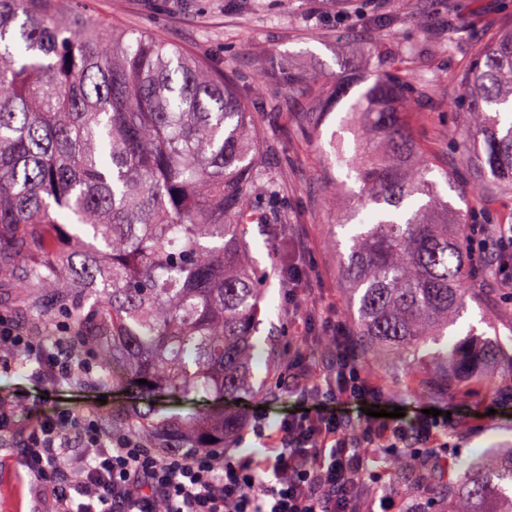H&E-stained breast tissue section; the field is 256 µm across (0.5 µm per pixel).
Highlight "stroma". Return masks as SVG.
<instances>
[{
  "instance_id": "stroma-1",
  "label": "stroma",
  "mask_w": 512,
  "mask_h": 512,
  "mask_svg": "<svg viewBox=\"0 0 512 512\" xmlns=\"http://www.w3.org/2000/svg\"><path fill=\"white\" fill-rule=\"evenodd\" d=\"M69 12L94 19L107 28L151 34L178 44L213 71L237 78L241 86L252 84L257 57L270 55L285 68L314 77L310 88L295 93L273 83L264 84L258 95L268 109L256 113L260 129L259 151L272 166L280 191L294 220L288 227L287 243L269 234L265 225L249 227L248 241L260 267L272 270L265 288L262 314L256 335L269 343L270 351L257 358V377L267 375L272 358H291L303 353L317 378L330 368L332 352L323 342L332 318L350 321L349 291L341 277L338 258L349 246L346 229L337 227L338 211L333 197L341 168L323 166L316 141L301 135L299 121L313 98H327L336 81L352 83L364 78L375 53L387 44L368 32L357 41L346 34L336 18L334 0H66ZM463 30L494 34L512 28V0H464L460 18ZM460 97L458 85L440 80L429 97L408 119L414 138L435 158L439 167L464 176L468 157L454 142L456 114L452 105ZM299 263L309 293L302 305L288 300V288L279 269L284 261ZM495 296L469 303L466 312L449 327V341L465 337L469 330L497 339L498 347L512 353V289L493 280ZM28 297L16 286L13 268L0 269V311L14 313L31 332L49 336L53 321L33 319L27 312ZM310 319L313 330L307 338L297 336V323ZM365 373L383 393V408L403 407L412 416L424 409L443 411L441 430L455 448L456 461L486 464L512 448V403L490 399L456 402L410 398L402 384L408 369L395 360L365 366ZM65 399H77L82 409L111 421L113 408L125 403V395L77 384L63 386ZM295 394L286 387L273 393L253 394L237 403L245 421L236 444L238 453L259 451L254 435L260 421H274L294 409Z\"/></svg>"
}]
</instances>
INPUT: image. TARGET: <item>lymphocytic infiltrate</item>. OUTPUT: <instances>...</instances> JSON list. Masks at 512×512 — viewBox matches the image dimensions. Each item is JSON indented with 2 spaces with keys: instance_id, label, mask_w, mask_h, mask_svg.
I'll return each instance as SVG.
<instances>
[{
  "instance_id": "obj_1",
  "label": "lymphocytic infiltrate",
  "mask_w": 512,
  "mask_h": 512,
  "mask_svg": "<svg viewBox=\"0 0 512 512\" xmlns=\"http://www.w3.org/2000/svg\"><path fill=\"white\" fill-rule=\"evenodd\" d=\"M58 336L30 334L0 312V372L17 361L52 395L65 383H93L98 365L89 345L69 326ZM334 362L327 387L334 399L376 403L379 390L362 370L343 321H334ZM22 399L0 405V435L16 440L33 475L41 512H355L367 471L379 479L395 449L408 440L428 456L441 448L433 422L371 418L360 437L348 434V417L327 405L282 417L263 434L264 456L234 449L161 451L123 429L105 428L66 401L31 418Z\"/></svg>"
}]
</instances>
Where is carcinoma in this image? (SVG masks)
<instances>
[{
    "label": "carcinoma",
    "instance_id": "obj_1",
    "mask_svg": "<svg viewBox=\"0 0 512 512\" xmlns=\"http://www.w3.org/2000/svg\"><path fill=\"white\" fill-rule=\"evenodd\" d=\"M351 33L370 8L369 28L393 37L406 14L430 13V34L450 55L467 46L460 78L459 138L477 192H512V30L497 37L459 31V0H372L349 12ZM60 0H0V262L17 265L18 287L52 286L33 317L70 315L97 352L98 383L145 402L112 411V427L149 448H228L243 425L233 410L163 415L157 396L212 400L264 392L253 362L269 273L258 268L249 225L288 235V204L256 152L253 113L238 86L207 71L178 45L105 29L64 14ZM420 46L398 42L375 56L365 87L342 111L356 153L333 149L327 166H346L361 184L367 223L341 257L357 304L356 338L379 359L412 369L410 397L512 402V388L485 368L499 357L490 340L444 343L482 287L469 222L428 178L437 165L405 122L409 104L428 98L439 75L398 65ZM255 86L271 80L292 93L316 81L272 59L257 64ZM325 105L308 110L313 138ZM471 220H497L488 195ZM63 224L88 228L58 253ZM145 379L140 385L137 380ZM418 449L405 447L397 479L418 474ZM446 512H512V452L491 466L428 472Z\"/></svg>",
    "mask_w": 512,
    "mask_h": 512
}]
</instances>
